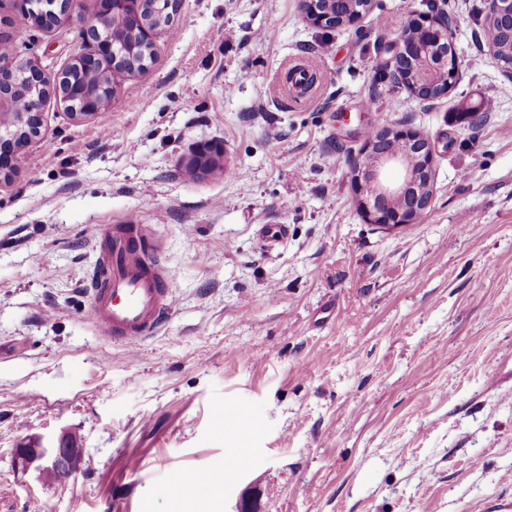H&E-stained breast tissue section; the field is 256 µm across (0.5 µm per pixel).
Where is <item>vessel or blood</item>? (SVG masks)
Segmentation results:
<instances>
[{"label":"vessel or blood","instance_id":"obj_1","mask_svg":"<svg viewBox=\"0 0 512 512\" xmlns=\"http://www.w3.org/2000/svg\"><path fill=\"white\" fill-rule=\"evenodd\" d=\"M139 224H116L106 255L91 278L89 316L103 335L134 343L155 334L172 309L173 268L150 252Z\"/></svg>","mask_w":512,"mask_h":512}]
</instances>
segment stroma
<instances>
[{"instance_id":"stroma-1","label":"stroma","mask_w":512,"mask_h":512,"mask_svg":"<svg viewBox=\"0 0 512 512\" xmlns=\"http://www.w3.org/2000/svg\"><path fill=\"white\" fill-rule=\"evenodd\" d=\"M483 6L446 0L459 75L435 99L379 73L424 0H374L350 28L315 27L303 0H182L107 107L76 122L45 102L0 175V512L512 507V78ZM97 9L76 0L44 30L0 0L19 56L52 73ZM300 63L318 80L293 100ZM383 125L436 149L429 209L391 231L350 177ZM207 144L223 156L189 178ZM131 220L177 276L164 327L125 345L90 319L89 288L107 229ZM265 224L287 238L266 246ZM227 406L253 430L216 429ZM62 432L82 448L68 481L22 470L18 445ZM229 455L242 465L213 487ZM188 469L200 484L166 494Z\"/></svg>"}]
</instances>
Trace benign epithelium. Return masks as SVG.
Here are the masks:
<instances>
[{
    "instance_id": "1",
    "label": "benign epithelium",
    "mask_w": 512,
    "mask_h": 512,
    "mask_svg": "<svg viewBox=\"0 0 512 512\" xmlns=\"http://www.w3.org/2000/svg\"><path fill=\"white\" fill-rule=\"evenodd\" d=\"M126 0H99V9L93 19L83 25L87 42L85 51L75 54L72 61L94 68L107 57L118 62L115 47L111 42L95 38L102 28L109 25L112 17L124 14ZM307 19L316 26L334 24V17L316 8L311 0H305ZM487 12L504 16L512 26V0H487ZM413 25L422 34L415 43L414 51L426 62L434 73L445 72L446 84L438 91L443 95L456 82L458 69H448V55L438 51L440 46L453 43L454 28L445 12L438 10L420 14ZM409 45L401 34L394 43V50L385 61L387 73L398 77L408 59ZM15 69L11 58L0 57V172L11 170V162L17 149L27 139L41 133L42 108L46 100L53 97L66 106L70 97L66 92L69 69L48 73L37 65L28 70L33 93L29 99V111H14L13 92L9 86ZM115 87L102 84L97 92L85 96L78 108L69 113L73 120H83L95 115L112 100ZM387 140L404 143L408 152L381 153L375 148V137L368 136L361 148L360 156L351 166V181L358 196V205L368 223L381 229L391 230L417 224L430 207L434 184V151L428 136L405 126H381L376 128ZM396 197L406 200L398 209H391L388 202ZM81 447L71 434L57 437L31 436L17 448V456L27 467H34L44 476L57 473L63 479L70 478L79 468Z\"/></svg>"
}]
</instances>
